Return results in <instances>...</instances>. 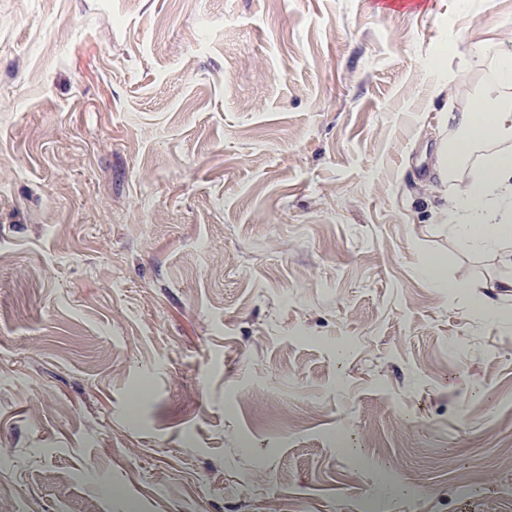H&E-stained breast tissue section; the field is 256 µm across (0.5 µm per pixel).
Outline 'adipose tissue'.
<instances>
[{
    "label": "adipose tissue",
    "instance_id": "adipose-tissue-1",
    "mask_svg": "<svg viewBox=\"0 0 512 512\" xmlns=\"http://www.w3.org/2000/svg\"><path fill=\"white\" fill-rule=\"evenodd\" d=\"M447 121L462 131L452 149L441 153L438 171H453L479 142L512 139V55L502 54L488 72L485 90L474 107L452 112ZM447 212L467 243L498 247L503 259L512 258V153L488 158L460 194L449 199Z\"/></svg>",
    "mask_w": 512,
    "mask_h": 512
}]
</instances>
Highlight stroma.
<instances>
[{"instance_id":"stroma-1","label":"stroma","mask_w":512,"mask_h":512,"mask_svg":"<svg viewBox=\"0 0 512 512\" xmlns=\"http://www.w3.org/2000/svg\"><path fill=\"white\" fill-rule=\"evenodd\" d=\"M508 34L0 0V512H512V266L446 222L512 140L435 172Z\"/></svg>"}]
</instances>
